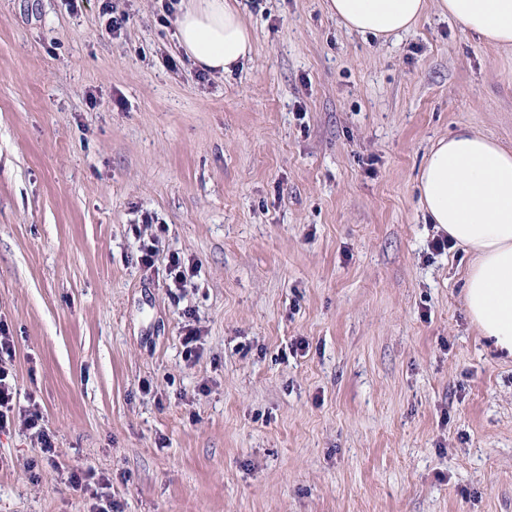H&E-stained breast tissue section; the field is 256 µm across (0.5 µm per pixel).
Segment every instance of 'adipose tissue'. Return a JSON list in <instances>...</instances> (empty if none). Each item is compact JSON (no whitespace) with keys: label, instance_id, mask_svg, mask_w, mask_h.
I'll return each instance as SVG.
<instances>
[{"label":"adipose tissue","instance_id":"adipose-tissue-1","mask_svg":"<svg viewBox=\"0 0 512 512\" xmlns=\"http://www.w3.org/2000/svg\"><path fill=\"white\" fill-rule=\"evenodd\" d=\"M436 7L484 41L512 48V0H325L348 30L390 38ZM177 39L194 66L233 72L250 60L253 35L232 0H187ZM431 223L473 256L464 288L471 322L512 356V150L469 129L437 140L418 175Z\"/></svg>","mask_w":512,"mask_h":512}]
</instances>
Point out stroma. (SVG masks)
<instances>
[{
  "label": "stroma",
  "mask_w": 512,
  "mask_h": 512,
  "mask_svg": "<svg viewBox=\"0 0 512 512\" xmlns=\"http://www.w3.org/2000/svg\"><path fill=\"white\" fill-rule=\"evenodd\" d=\"M180 7L0 0V324L56 448L0 429V512H512V357L417 189L460 128L512 149V49L257 0L213 76Z\"/></svg>",
  "instance_id": "obj_1"
}]
</instances>
